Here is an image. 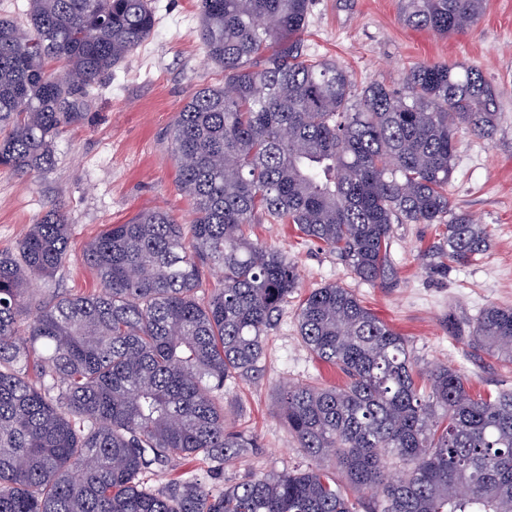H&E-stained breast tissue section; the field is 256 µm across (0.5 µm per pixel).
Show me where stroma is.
Returning a JSON list of instances; mask_svg holds the SVG:
<instances>
[{"instance_id":"1","label":"stroma","mask_w":512,"mask_h":512,"mask_svg":"<svg viewBox=\"0 0 512 512\" xmlns=\"http://www.w3.org/2000/svg\"><path fill=\"white\" fill-rule=\"evenodd\" d=\"M153 7V34L94 87L88 119L63 133L54 167L23 176L0 168V250L13 248L49 207H60L71 225V256L53 282L36 284L39 295L97 288L80 254L106 225L156 207L180 223L192 219L191 205L178 189L168 131L188 97L223 83L224 70L207 59L197 39V0H153ZM303 52L310 59H335L358 87L380 81L402 90L405 71L423 61L482 71L498 89L499 127L490 140L461 136L448 197L486 225L491 248L476 262L448 269L432 256L444 225L397 224L391 234L397 279L372 286L356 280L334 253L301 237L293 225L258 221L253 239L281 250L300 275L297 297L289 299L268 334L260 378L239 379L224 389L227 424L256 436L258 445L221 471L199 455L148 474L152 487L194 477L217 493L251 476L308 466L274 405L283 385L346 381L338 369L318 361L297 332L300 297L329 283L353 289L407 338L422 367L456 368L475 395L512 389V364L475 350L448 329L452 323L464 326L487 305L512 306V0H488L480 21L449 37L406 27L398 0H312Z\"/></svg>"}]
</instances>
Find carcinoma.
<instances>
[{"label":"carcinoma","mask_w":512,"mask_h":512,"mask_svg":"<svg viewBox=\"0 0 512 512\" xmlns=\"http://www.w3.org/2000/svg\"><path fill=\"white\" fill-rule=\"evenodd\" d=\"M488 0H400L411 28L464 32ZM310 0H198L197 36L224 84L183 104L170 139L189 228L166 210L109 224L83 249L99 288L34 296L70 256L49 210L0 251V512H512V391L474 396L457 369L419 367L404 336L330 283L297 308L298 335L344 386L283 387L277 409L306 469L214 493L147 473L204 454L219 469L255 447L224 420V387L261 373L265 337L298 284L251 238L292 224L357 279L385 286L394 224H445L440 255L466 265L486 227L452 208L458 137L490 140L498 93L469 66L422 62L403 90L356 91L332 59L304 57ZM151 0H27L0 16V167L47 171L89 91L152 35ZM223 287L198 297L205 274ZM471 345L512 363V308L490 304ZM342 469L338 481L328 464Z\"/></svg>","instance_id":"1"}]
</instances>
